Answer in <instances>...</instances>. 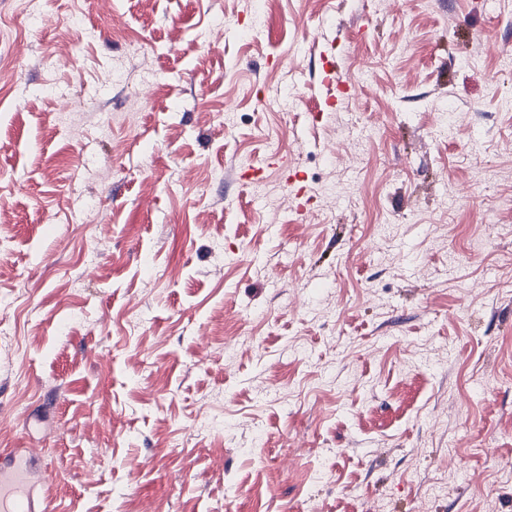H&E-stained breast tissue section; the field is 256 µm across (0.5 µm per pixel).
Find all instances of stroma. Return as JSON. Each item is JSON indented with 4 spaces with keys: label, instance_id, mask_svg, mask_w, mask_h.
Instances as JSON below:
<instances>
[{
    "label": "stroma",
    "instance_id": "1",
    "mask_svg": "<svg viewBox=\"0 0 512 512\" xmlns=\"http://www.w3.org/2000/svg\"><path fill=\"white\" fill-rule=\"evenodd\" d=\"M0 69L57 512H512V0H0Z\"/></svg>",
    "mask_w": 512,
    "mask_h": 512
}]
</instances>
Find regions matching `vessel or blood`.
<instances>
[{
    "mask_svg": "<svg viewBox=\"0 0 512 512\" xmlns=\"http://www.w3.org/2000/svg\"><path fill=\"white\" fill-rule=\"evenodd\" d=\"M43 473L22 448L0 449V512H55L42 495Z\"/></svg>",
    "mask_w": 512,
    "mask_h": 512,
    "instance_id": "vessel-or-blood-1",
    "label": "vessel or blood"
}]
</instances>
